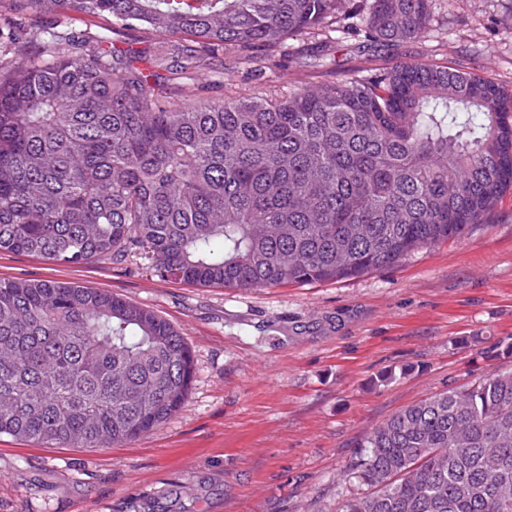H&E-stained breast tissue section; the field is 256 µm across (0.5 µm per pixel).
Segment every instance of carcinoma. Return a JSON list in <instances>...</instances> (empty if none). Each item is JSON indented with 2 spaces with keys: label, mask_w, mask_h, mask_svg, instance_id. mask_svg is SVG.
I'll list each match as a JSON object with an SVG mask.
<instances>
[{
  "label": "carcinoma",
  "mask_w": 512,
  "mask_h": 512,
  "mask_svg": "<svg viewBox=\"0 0 512 512\" xmlns=\"http://www.w3.org/2000/svg\"><path fill=\"white\" fill-rule=\"evenodd\" d=\"M0 42V252L271 288L399 263L489 220L512 191V89L399 59L283 98L201 96L211 60L288 55L355 20L375 51L428 28L432 0H10ZM58 10L158 36L146 66L38 18ZM195 375L181 333L96 288L0 279V435L114 446L168 420ZM336 512H512V370L392 414L361 440Z\"/></svg>",
  "instance_id": "obj_1"
}]
</instances>
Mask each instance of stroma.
I'll list each match as a JSON object with an SVG mask.
<instances>
[{
  "label": "stroma",
  "instance_id": "1",
  "mask_svg": "<svg viewBox=\"0 0 512 512\" xmlns=\"http://www.w3.org/2000/svg\"><path fill=\"white\" fill-rule=\"evenodd\" d=\"M400 55L512 86V0H432ZM295 36L287 55L224 71L213 97L287 94L392 64L343 34ZM311 58L299 68L293 56ZM0 278L101 289L153 310L190 347L188 401L146 436L56 448L0 436V512H335L358 443L393 413L512 369V191L467 235L340 281L242 290L155 276L134 256L60 266L0 252Z\"/></svg>",
  "mask_w": 512,
  "mask_h": 512
}]
</instances>
